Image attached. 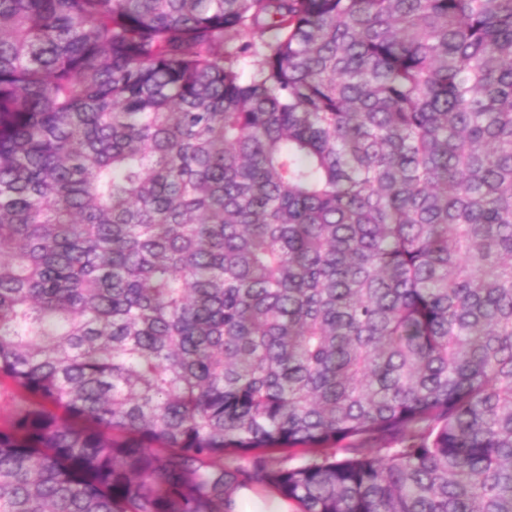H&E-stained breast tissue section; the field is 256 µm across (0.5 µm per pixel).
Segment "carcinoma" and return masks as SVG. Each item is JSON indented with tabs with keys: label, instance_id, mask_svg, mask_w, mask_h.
<instances>
[{
	"label": "carcinoma",
	"instance_id": "1",
	"mask_svg": "<svg viewBox=\"0 0 512 512\" xmlns=\"http://www.w3.org/2000/svg\"><path fill=\"white\" fill-rule=\"evenodd\" d=\"M0 512H512V0H0ZM234 512H293L294 507L277 495L257 497L251 490L237 488L232 491ZM245 505V506H244Z\"/></svg>",
	"mask_w": 512,
	"mask_h": 512
}]
</instances>
